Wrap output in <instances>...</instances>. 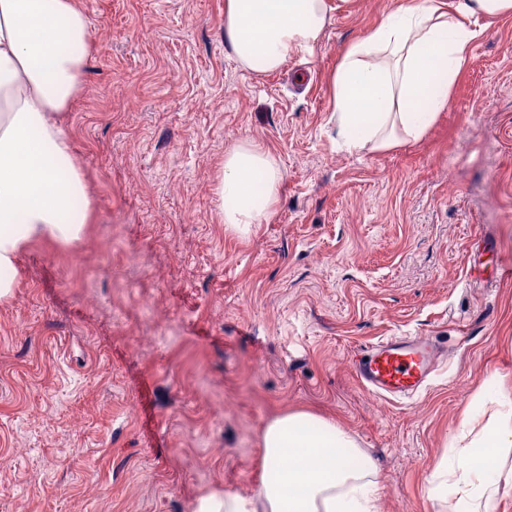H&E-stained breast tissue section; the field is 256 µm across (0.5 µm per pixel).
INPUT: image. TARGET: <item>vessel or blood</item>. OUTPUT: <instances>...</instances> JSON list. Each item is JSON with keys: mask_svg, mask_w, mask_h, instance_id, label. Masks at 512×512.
Returning a JSON list of instances; mask_svg holds the SVG:
<instances>
[{"mask_svg": "<svg viewBox=\"0 0 512 512\" xmlns=\"http://www.w3.org/2000/svg\"><path fill=\"white\" fill-rule=\"evenodd\" d=\"M437 356L432 336H394L353 351L351 368L360 384L385 398L420 392L434 371Z\"/></svg>", "mask_w": 512, "mask_h": 512, "instance_id": "b4317fda", "label": "vessel or blood"}]
</instances>
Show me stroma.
Segmentation results:
<instances>
[{
  "label": "stroma",
  "instance_id": "1",
  "mask_svg": "<svg viewBox=\"0 0 512 512\" xmlns=\"http://www.w3.org/2000/svg\"><path fill=\"white\" fill-rule=\"evenodd\" d=\"M403 2L347 0L313 54L257 75L224 45V0H76L90 48L62 121L91 209L80 241L21 253L0 302V512L251 496L265 424L297 410L373 461L374 512H443L464 419L512 401V280L491 276L512 266V17L471 44L424 138L343 152L329 76ZM246 137L284 180L238 235L214 182ZM401 334L442 354L387 401L349 355Z\"/></svg>",
  "mask_w": 512,
  "mask_h": 512
}]
</instances>
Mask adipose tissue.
I'll return each instance as SVG.
<instances>
[{"instance_id": "ef3b65f1", "label": "adipose tissue", "mask_w": 512, "mask_h": 512, "mask_svg": "<svg viewBox=\"0 0 512 512\" xmlns=\"http://www.w3.org/2000/svg\"><path fill=\"white\" fill-rule=\"evenodd\" d=\"M329 0H224V44L255 74L280 69L319 45ZM512 15V0H406L350 42L329 79L331 138L350 153L420 140L446 110L485 19ZM90 22L74 0H0V299L34 241H79L88 220L84 179L58 120L81 91ZM283 171L251 139L224 156L215 183L220 219L248 232L265 222ZM260 485L250 497L214 490L192 512H371L350 466L357 445L310 412L274 414L261 434ZM512 448V409L494 411L457 461L448 512H484L483 479Z\"/></svg>"}]
</instances>
